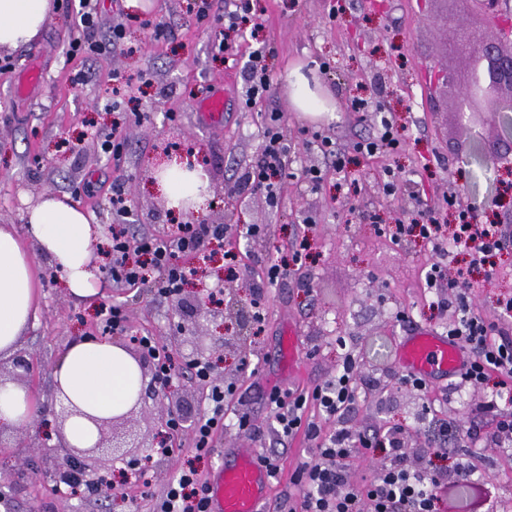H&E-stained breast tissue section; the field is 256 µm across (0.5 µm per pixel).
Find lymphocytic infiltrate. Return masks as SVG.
<instances>
[{
    "label": "lymphocytic infiltrate",
    "instance_id": "1",
    "mask_svg": "<svg viewBox=\"0 0 512 512\" xmlns=\"http://www.w3.org/2000/svg\"><path fill=\"white\" fill-rule=\"evenodd\" d=\"M78 6L80 32L71 38L68 52L73 56L101 54L105 45L93 38L98 0H78ZM266 57V48H258L244 65V109L266 98L271 89ZM292 149L282 114L268 113L260 159L244 173V186L277 200L288 176ZM228 232L223 224H183L171 238L113 230L108 245L112 281L129 286L149 284L161 295L177 292L200 273L199 267L183 263V256L200 253L206 242L223 240ZM452 242L456 250L470 253L475 266L485 264L504 246L501 231L495 225L480 223L469 207L457 211ZM426 281L432 287L445 284L448 301L457 312L448 335L470 355L462 383L477 385L491 377L496 380L494 395L477 409L478 414L494 416L495 426L485 437L486 448H511L512 409L502 408L498 399L504 396L512 402V297L499 300L503 317L494 322L476 310L472 284L463 270L449 272L437 261L431 264ZM358 375L356 359L348 354L332 379L310 389L276 388L268 394L273 434L288 439L301 433L312 445L309 458L293 475L298 496L283 498L277 512H447L454 492L461 484L471 483L474 470L463 457L447 471L438 468L436 460L447 457L449 448L469 447L475 438L472 427L457 424L441 429L440 440L428 441L421 448L406 446L398 427L371 434L353 430L339 419L359 397ZM194 376L208 387L206 411L192 428H185L174 418L169 420L168 430L174 437L190 431L194 448L206 453L224 429V402L231 391L214 377L210 365L195 364ZM358 456L372 460L374 475L370 480L351 483L346 481L345 472ZM157 512H208L206 486L196 469L176 472L157 504Z\"/></svg>",
    "mask_w": 512,
    "mask_h": 512
}]
</instances>
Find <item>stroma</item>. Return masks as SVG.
<instances>
[{"instance_id": "obj_1", "label": "stroma", "mask_w": 512, "mask_h": 512, "mask_svg": "<svg viewBox=\"0 0 512 512\" xmlns=\"http://www.w3.org/2000/svg\"><path fill=\"white\" fill-rule=\"evenodd\" d=\"M256 35L235 40L237 64L216 56L214 43L224 36V0H212L210 22L200 24L189 0H149L146 9L128 8L126 0H99L95 39L105 40L112 25L125 24L128 42L138 52L114 49L84 58L66 53L76 35L75 12L63 0H53L52 12L31 43L0 50V224L24 233L26 211L44 193L68 195L103 229L113 225L109 202L113 178L126 182L131 233L146 230L173 236L185 215L169 209L150 185V166L163 154L194 153L207 170L213 199L205 212L215 224L230 225L225 248L238 254L234 272L224 270L223 256L212 262L223 275L204 274L191 280L188 303L174 308L169 298L149 286L101 283L103 297L121 303L133 333L155 336L176 360L191 350L192 333L207 336L205 361L215 376L235 386L237 397L228 414L247 413L254 428L247 435L229 427L217 434L208 454L198 455L190 433H182L164 465L158 454L157 427L134 416L130 423L141 441L132 461H109L99 470L107 479L101 492L73 493L43 479L44 447L53 445L63 427L59 417L51 367L75 340L102 336L100 299L74 301L61 280L46 281L51 266L41 255L33 262L42 275L38 320L21 339L22 351L34 354L42 366L24 387L43 411L21 429L0 431V483L6 498L0 512H155L177 468L193 466L200 476L224 461V448L234 443L256 454L277 444L269 431L266 397L276 388H306L330 378L345 354L359 364L361 401L352 415L362 428L400 425L409 447H420L439 424H453L481 404L487 384L456 387L433 384L427 395L401 387L395 356L402 336L421 325L447 330L456 318L441 307L447 288L427 287L426 273L436 261L431 245L409 237L393 242L378 224L410 223L419 210L435 209L441 223L451 222L445 203H478L479 219L512 230V189L489 168L462 164L455 152L467 132L457 122L453 94L430 78V65L466 78L463 56L453 49L460 30L473 37L488 34L455 0H256ZM163 24L166 36L156 38L141 20ZM271 45L267 65L272 77L270 96L246 111L240 105L242 63L257 41ZM299 70L310 86L320 87L334 103L324 117L297 112L290 99L286 70ZM131 75L127 91L133 107L148 113L147 122L128 121L126 145L120 158L101 148L111 133L114 113L112 73ZM222 95L228 106L215 122L203 121L197 102ZM367 111H354L358 101ZM282 113L288 135L296 143L293 178L282 184L277 203L260 192L241 187L240 178L261 154L263 115ZM393 122L404 144L369 157L350 151L352 141L375 133L381 120ZM322 130L345 148L347 166L357 192L345 198L336 187L331 159L307 148V131ZM314 166L324 178L305 183L300 171ZM403 183L393 195L384 184L389 174ZM377 216V224L355 218V211ZM312 225H304L305 217ZM245 224L267 225V236L244 240L234 230ZM308 247L302 267L278 285H263V266L284 254L298 234ZM475 306L496 319V299L512 294V242L497 261L493 278L474 269ZM263 295L265 331L253 334L251 301ZM295 329L300 350L297 372L281 364L287 329ZM255 364L256 373L242 367ZM309 456V443L297 435L281 457L282 470L273 482L265 512H275L281 496L296 493L291 477ZM469 460L476 477L493 483V512H512V454L475 446Z\"/></svg>"}]
</instances>
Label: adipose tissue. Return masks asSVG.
I'll return each mask as SVG.
<instances>
[{
	"instance_id": "1",
	"label": "adipose tissue",
	"mask_w": 512,
	"mask_h": 512,
	"mask_svg": "<svg viewBox=\"0 0 512 512\" xmlns=\"http://www.w3.org/2000/svg\"><path fill=\"white\" fill-rule=\"evenodd\" d=\"M52 9V0H0V48L32 42ZM152 185L171 210L205 211L210 183L195 156L173 157L155 166ZM27 239L0 225V356L16 351L36 316L39 280L32 254L48 258L64 276L72 298L85 300L99 292L91 270L99 225L68 196L49 194L27 212ZM53 379L59 399L72 415L61 435L75 448L93 447L97 423L128 411L142 390L141 370L130 353L109 340L81 339L57 360ZM35 396L28 389L0 385V425L19 427L29 422Z\"/></svg>"
}]
</instances>
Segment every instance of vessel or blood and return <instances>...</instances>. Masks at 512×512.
<instances>
[{
	"mask_svg": "<svg viewBox=\"0 0 512 512\" xmlns=\"http://www.w3.org/2000/svg\"><path fill=\"white\" fill-rule=\"evenodd\" d=\"M468 354L446 334L420 327L398 345V364L407 373L437 382L464 373ZM272 477L258 455L231 445L224 463L207 478L210 512H263Z\"/></svg>",
	"mask_w": 512,
	"mask_h": 512,
	"instance_id": "vessel-or-blood-1",
	"label": "vessel or blood"
}]
</instances>
